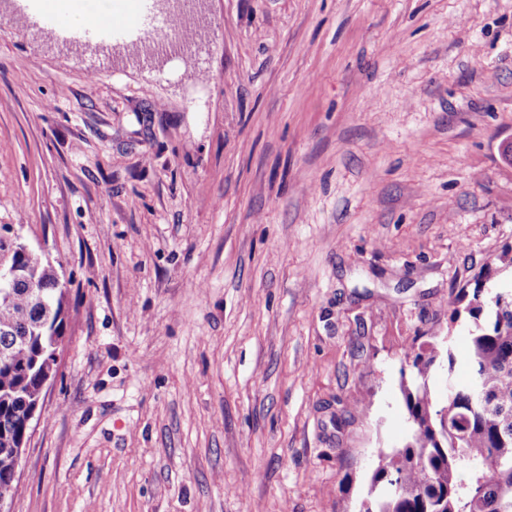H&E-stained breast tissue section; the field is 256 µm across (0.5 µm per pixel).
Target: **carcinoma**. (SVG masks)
I'll return each mask as SVG.
<instances>
[{"mask_svg": "<svg viewBox=\"0 0 512 512\" xmlns=\"http://www.w3.org/2000/svg\"><path fill=\"white\" fill-rule=\"evenodd\" d=\"M20 280L0 290V499L14 496L15 447L28 438L24 408L42 397L43 369L64 337L67 293L56 268L0 237V266ZM478 275L468 300V377L452 348L429 344L400 370L409 432L378 454L363 512H512V290L487 298ZM442 375L446 398L431 388Z\"/></svg>", "mask_w": 512, "mask_h": 512, "instance_id": "carcinoma-1", "label": "carcinoma"}]
</instances>
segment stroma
I'll return each instance as SVG.
<instances>
[{
    "instance_id": "stroma-1",
    "label": "stroma",
    "mask_w": 512,
    "mask_h": 512,
    "mask_svg": "<svg viewBox=\"0 0 512 512\" xmlns=\"http://www.w3.org/2000/svg\"><path fill=\"white\" fill-rule=\"evenodd\" d=\"M0 6V224L68 282L9 512H356L400 365L512 288V0H200L179 59Z\"/></svg>"
}]
</instances>
